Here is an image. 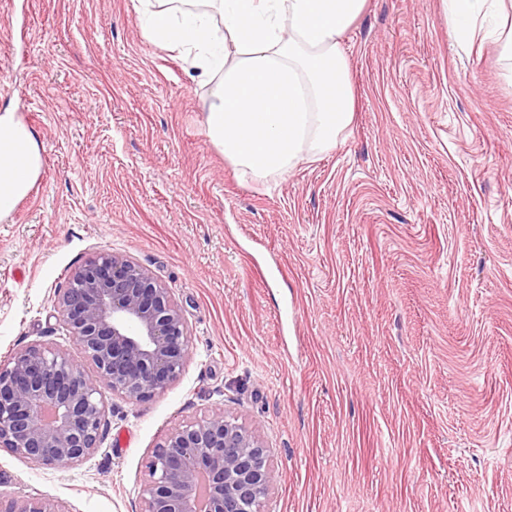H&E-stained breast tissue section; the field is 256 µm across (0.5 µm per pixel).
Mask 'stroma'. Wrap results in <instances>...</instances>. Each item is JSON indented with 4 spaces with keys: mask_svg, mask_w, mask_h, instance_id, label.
Returning <instances> with one entry per match:
<instances>
[{
    "mask_svg": "<svg viewBox=\"0 0 512 512\" xmlns=\"http://www.w3.org/2000/svg\"><path fill=\"white\" fill-rule=\"evenodd\" d=\"M355 119L278 181H241L202 124L209 88L132 0H0V111L39 177L0 221V363L79 356L71 273L130 257L178 303L180 378L103 389L71 467L0 447V500L141 512L145 462L224 411L270 451L266 512H512V60L463 51L442 0H367L342 39Z\"/></svg>",
    "mask_w": 512,
    "mask_h": 512,
    "instance_id": "1",
    "label": "stroma"
}]
</instances>
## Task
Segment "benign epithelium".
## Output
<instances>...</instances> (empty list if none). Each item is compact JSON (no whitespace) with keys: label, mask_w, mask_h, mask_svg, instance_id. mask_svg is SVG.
<instances>
[{"label":"benign epithelium","mask_w":512,"mask_h":512,"mask_svg":"<svg viewBox=\"0 0 512 512\" xmlns=\"http://www.w3.org/2000/svg\"><path fill=\"white\" fill-rule=\"evenodd\" d=\"M54 309L83 360L35 343L0 364V447L63 467L99 447L101 388L132 401L164 391L184 370L189 336L168 291L119 253L76 269ZM146 469L142 512H264L273 483L257 430L224 412L172 428ZM0 512L67 510L49 497H22Z\"/></svg>","instance_id":"7a95c632"}]
</instances>
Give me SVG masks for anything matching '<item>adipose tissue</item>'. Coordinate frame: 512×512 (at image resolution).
Returning <instances> with one entry per match:
<instances>
[{
  "label": "adipose tissue",
  "mask_w": 512,
  "mask_h": 512,
  "mask_svg": "<svg viewBox=\"0 0 512 512\" xmlns=\"http://www.w3.org/2000/svg\"><path fill=\"white\" fill-rule=\"evenodd\" d=\"M366 0H137L141 30L212 86L203 114L211 143L243 180L270 182L333 150L354 118L342 39ZM507 0H446L463 44L495 20L512 45ZM39 146L23 119L0 113V219L36 182Z\"/></svg>",
  "instance_id": "ef3b65f1"
}]
</instances>
